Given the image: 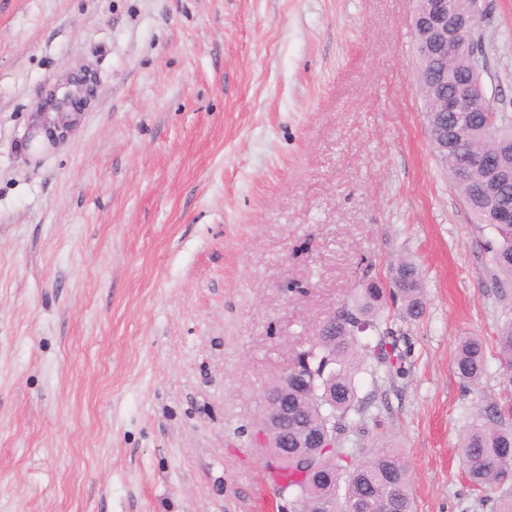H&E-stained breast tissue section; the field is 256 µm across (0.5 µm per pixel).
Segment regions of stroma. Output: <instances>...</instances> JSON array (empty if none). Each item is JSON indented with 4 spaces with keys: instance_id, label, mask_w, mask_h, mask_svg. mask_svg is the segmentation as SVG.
I'll return each instance as SVG.
<instances>
[{
    "instance_id": "1",
    "label": "stroma",
    "mask_w": 512,
    "mask_h": 512,
    "mask_svg": "<svg viewBox=\"0 0 512 512\" xmlns=\"http://www.w3.org/2000/svg\"><path fill=\"white\" fill-rule=\"evenodd\" d=\"M483 80L512 116V0H483ZM415 0H0V512H268L264 395L367 277L423 271L407 373L365 443L417 512H490L463 435L512 404L487 233L437 164ZM91 73L72 131L25 135ZM489 355L479 387L453 358ZM454 366L456 374L464 383L477 386L487 366L483 341L477 336L464 337L457 346Z\"/></svg>"
}]
</instances>
